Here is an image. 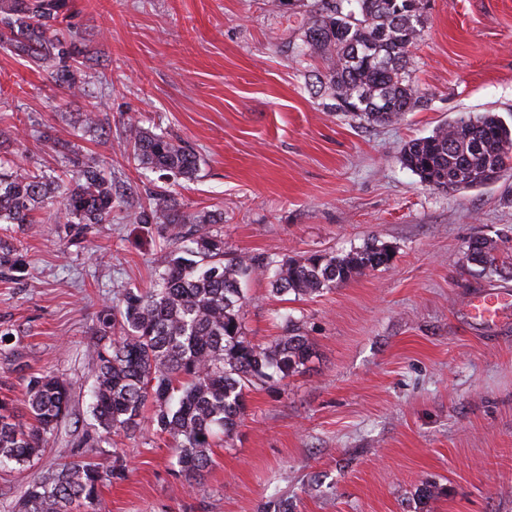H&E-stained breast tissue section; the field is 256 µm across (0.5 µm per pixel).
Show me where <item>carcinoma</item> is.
<instances>
[{
    "instance_id": "obj_1",
    "label": "carcinoma",
    "mask_w": 512,
    "mask_h": 512,
    "mask_svg": "<svg viewBox=\"0 0 512 512\" xmlns=\"http://www.w3.org/2000/svg\"><path fill=\"white\" fill-rule=\"evenodd\" d=\"M318 3L301 21L300 42L292 46V52L322 61L311 86L330 91L337 111L369 123L393 122L420 106L423 95L409 61L421 37L425 0ZM70 13L71 0H0V42L50 70L68 95L85 96L87 64L66 33ZM81 123L106 133L95 103L81 113ZM128 139L143 169L186 180L199 169L194 150L162 131L131 123ZM400 157L432 189L478 187L512 168V129L494 112L463 116L407 142ZM63 159L66 181L17 163L0 171L1 224H34L35 212L51 206L63 224L110 221L121 203L112 192V174L73 147ZM154 196L155 206L136 219L176 230L173 249L153 286L124 289L119 304L98 317L91 414L101 432L131 436L151 407L150 423L168 440L180 472L198 480L211 465L216 440H232L246 390L301 372L314 354L312 342L290 318L284 333L264 346L246 336L240 319L246 282L261 275L276 294L314 295L389 266L392 252L371 244L337 255H230L224 235L212 229L219 223L214 216L186 214L166 189ZM182 224L193 229L183 235L177 231ZM495 250L486 237L466 245L468 259L484 268L495 265ZM21 270L22 259L0 240V274ZM70 406L69 383L51 374L32 377L20 404L1 398L0 466H23L41 455ZM124 473L120 458L108 473L90 462H69L29 485L15 512H70L76 502L86 512H104L103 482Z\"/></svg>"
}]
</instances>
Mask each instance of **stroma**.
<instances>
[{
  "label": "stroma",
  "instance_id": "1",
  "mask_svg": "<svg viewBox=\"0 0 512 512\" xmlns=\"http://www.w3.org/2000/svg\"><path fill=\"white\" fill-rule=\"evenodd\" d=\"M77 42L100 64L88 91L111 133L85 131L48 72L0 49V158L51 174L62 144L111 171L127 202L105 224H0L24 259L0 278V330L18 360L0 357V394L23 400L31 375L69 382L70 411L43 455L0 468V512L60 464L127 476L101 489L108 512H512V312L473 320L471 298L512 293V172L442 191L400 161L409 140L467 114L512 125V0H428L409 68L424 95L389 123L338 112L308 86L317 59L288 49L315 0H73ZM188 142L194 180L172 187L182 211L222 213L232 253L343 254L375 242L389 267L311 296L246 287L241 311L257 344L299 322L317 355L305 372L248 392L232 441L199 480L180 475L151 424L103 436L88 413L98 315L123 288L150 287L172 247L160 224L135 219L160 186L131 158L128 123ZM496 240V267L472 264L469 238ZM432 484L422 500L417 490Z\"/></svg>",
  "mask_w": 512,
  "mask_h": 512
}]
</instances>
